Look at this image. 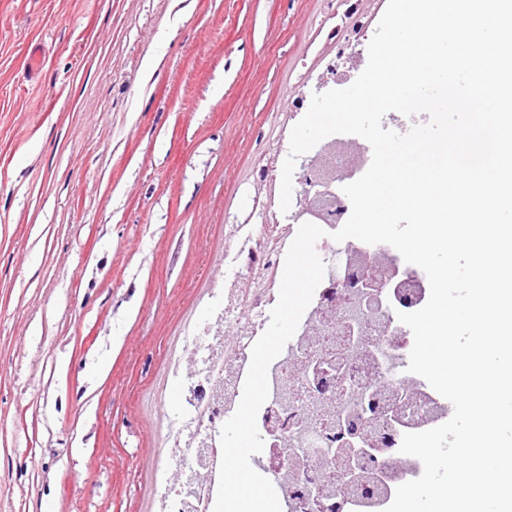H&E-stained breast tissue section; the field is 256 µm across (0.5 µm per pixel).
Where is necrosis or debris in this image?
<instances>
[{"instance_id": "1", "label": "necrosis or debris", "mask_w": 512, "mask_h": 512, "mask_svg": "<svg viewBox=\"0 0 512 512\" xmlns=\"http://www.w3.org/2000/svg\"><path fill=\"white\" fill-rule=\"evenodd\" d=\"M340 212L327 225V237L315 245L326 264L325 282L314 292L294 336L268 369L269 396L257 415L264 449L253 467L271 477L284 512H303L300 501L278 477L273 447L306 453L309 478L315 483L342 484L334 464L336 443L329 431L331 413L345 412L361 420L367 433L382 429V419L362 411L358 393L379 390L388 396L409 363L411 330L392 315V336L379 335L378 316L367 303L350 299L333 288L336 264L347 253H392L390 245H368L356 239L334 241L351 214L347 196L339 198ZM224 236L234 251L222 280L216 281L206 303L207 319L186 339L175 365H187L179 400L170 416V457L175 471L160 470L156 490L161 512H213L221 462L220 431L242 397L254 343L265 331L279 298L291 233L281 224H228ZM340 314L356 319L363 338L342 335L326 323ZM329 355L341 358L345 371L329 382L317 380L309 366Z\"/></svg>"}]
</instances>
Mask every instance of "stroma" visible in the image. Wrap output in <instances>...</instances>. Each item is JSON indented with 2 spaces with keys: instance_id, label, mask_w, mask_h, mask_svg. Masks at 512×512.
I'll return each instance as SVG.
<instances>
[{
  "instance_id": "obj_1",
  "label": "stroma",
  "mask_w": 512,
  "mask_h": 512,
  "mask_svg": "<svg viewBox=\"0 0 512 512\" xmlns=\"http://www.w3.org/2000/svg\"><path fill=\"white\" fill-rule=\"evenodd\" d=\"M387 3L0 0V512H156L224 227L279 213L293 100Z\"/></svg>"
}]
</instances>
